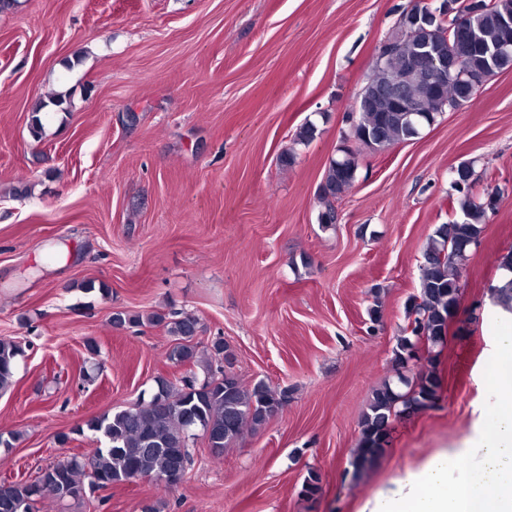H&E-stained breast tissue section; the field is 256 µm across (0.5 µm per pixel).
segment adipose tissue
I'll return each mask as SVG.
<instances>
[{
    "instance_id": "adipose-tissue-1",
    "label": "adipose tissue",
    "mask_w": 512,
    "mask_h": 512,
    "mask_svg": "<svg viewBox=\"0 0 512 512\" xmlns=\"http://www.w3.org/2000/svg\"><path fill=\"white\" fill-rule=\"evenodd\" d=\"M489 305L507 321L495 331L494 347L508 363L490 380L496 401L489 421L476 422L463 449H438L378 489L361 512H512V311L494 299ZM462 454L475 473L457 467Z\"/></svg>"
}]
</instances>
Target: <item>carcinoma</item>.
Wrapping results in <instances>:
<instances>
[{
    "mask_svg": "<svg viewBox=\"0 0 512 512\" xmlns=\"http://www.w3.org/2000/svg\"><path fill=\"white\" fill-rule=\"evenodd\" d=\"M442 15L421 19L423 36L432 48L453 49L461 31H467L465 64L475 75L489 73V52L505 40L512 41L503 22L512 19V0H476L461 6L457 0H444ZM413 44L403 42L400 49L373 66L371 83H380L397 76L405 64V54ZM430 75L417 80L415 93L423 109L421 116L409 112H391L386 101L368 96L363 88L355 102L357 119L351 123L347 139L356 147L341 149V155L330 160L321 185L325 210L320 215L324 224L336 220L330 198L351 187L357 178L359 149L382 151L392 145L411 141L417 133L451 111L462 92L455 80L448 79L444 93L429 91ZM473 170L456 172L451 189L457 192L455 202L462 218L439 225L428 238L420 265V291L408 307L410 335L398 339L395 362L407 364L412 350L424 339L431 345L444 343L448 335V314L457 304L459 285L452 273L455 262L478 245L482 225L496 208V201L476 199L471 193ZM117 325H162L176 343L167 358L176 365L197 366L204 362L194 337L198 319L188 312L169 315H123L113 317ZM21 348L15 341L0 339V392L13 384ZM406 387L401 390L386 382L372 393L368 411L361 420L358 448L351 465L360 474L384 451L392 423L398 418L432 407L439 398L441 379L432 370L421 372L414 381L399 377ZM288 391L276 390L264 381L247 388L231 372H216L207 366L203 379L196 375L182 377V385L161 380L158 392L147 403L112 410L87 422V428L99 435L104 446L92 457L58 461L45 468L34 483H3L0 485V512H31L34 498L47 495L57 501L79 496L85 487L108 488L135 479L149 478L156 485L167 487L163 479L173 471L183 456L173 451L189 448L193 430L199 429L209 447L222 454L239 441L245 430L263 425L288 402Z\"/></svg>",
    "mask_w": 512,
    "mask_h": 512,
    "instance_id": "cac0c4a2",
    "label": "carcinoma"
}]
</instances>
